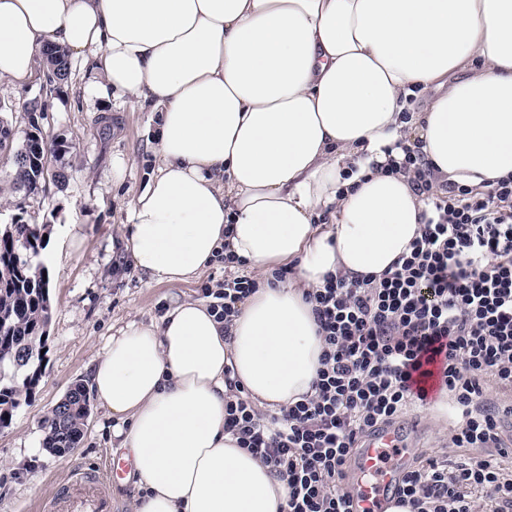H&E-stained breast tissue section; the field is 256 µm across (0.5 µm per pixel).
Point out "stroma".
Returning a JSON list of instances; mask_svg holds the SVG:
<instances>
[{
    "label": "stroma",
    "mask_w": 512,
    "mask_h": 512,
    "mask_svg": "<svg viewBox=\"0 0 512 512\" xmlns=\"http://www.w3.org/2000/svg\"><path fill=\"white\" fill-rule=\"evenodd\" d=\"M91 78L74 61L67 78L56 79L42 59L27 84L0 82V119L12 124L16 143L34 130L49 149L48 173L35 192H9L8 176L0 175V225L36 224L49 233L57 224H79L84 234L77 247L65 237L56 241L41 370L11 425L0 430V512H43L68 473L100 469L114 453L116 422L96 402L77 448L58 458L43 446L44 418L73 384L88 383L112 332L132 321H160L176 303L202 299L203 284L224 278L223 263L214 261L189 281L154 283L125 257L132 201L159 164L148 134L154 115L132 100L114 106L89 98ZM58 144L64 152H55ZM401 424L414 459L439 455L448 443L446 414L411 412Z\"/></svg>",
    "instance_id": "35a3bbf8"
}]
</instances>
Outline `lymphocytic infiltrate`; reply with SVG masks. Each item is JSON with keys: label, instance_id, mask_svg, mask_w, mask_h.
<instances>
[{"label": "lymphocytic infiltrate", "instance_id": "obj_1", "mask_svg": "<svg viewBox=\"0 0 512 512\" xmlns=\"http://www.w3.org/2000/svg\"><path fill=\"white\" fill-rule=\"evenodd\" d=\"M389 173L422 198L420 234L382 277L328 275L307 293L324 350L313 391L272 413L229 381L224 430L288 483L285 512H353L345 469L362 437L423 408L413 390L423 363L440 361L454 412L456 456L426 458L406 472L397 504L410 512H512V450L503 428L512 401V175L476 192L436 187L419 148L403 147ZM245 262L224 256L222 288L203 286L212 313L231 323L257 288Z\"/></svg>", "mask_w": 512, "mask_h": 512}]
</instances>
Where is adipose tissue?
Listing matches in <instances>:
<instances>
[{"label": "adipose tissue", "mask_w": 512, "mask_h": 512, "mask_svg": "<svg viewBox=\"0 0 512 512\" xmlns=\"http://www.w3.org/2000/svg\"><path fill=\"white\" fill-rule=\"evenodd\" d=\"M51 47L91 67L90 97L158 114L124 237L137 272L185 282L228 250L260 276L231 325L184 301L117 329L92 367L143 489L133 512H280L286 480L224 431V377L264 410L311 392L306 291L381 275L420 233L423 201L383 171L399 141L443 182L512 174V0H0V80ZM414 86L432 98L404 122Z\"/></svg>", "instance_id": "ef3b65f1"}]
</instances>
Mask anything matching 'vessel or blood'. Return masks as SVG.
<instances>
[{"label": "vessel or blood", "instance_id": "1", "mask_svg": "<svg viewBox=\"0 0 512 512\" xmlns=\"http://www.w3.org/2000/svg\"><path fill=\"white\" fill-rule=\"evenodd\" d=\"M410 462L403 429L383 427L366 436L354 466L357 512H387ZM131 469L129 459L114 455L104 470L71 476L58 490L56 512H115L109 487Z\"/></svg>", "mask_w": 512, "mask_h": 512}]
</instances>
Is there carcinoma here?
Instances as JSON below:
<instances>
[{
  "label": "carcinoma",
  "mask_w": 512,
  "mask_h": 512,
  "mask_svg": "<svg viewBox=\"0 0 512 512\" xmlns=\"http://www.w3.org/2000/svg\"><path fill=\"white\" fill-rule=\"evenodd\" d=\"M47 58L53 74L65 79L64 52L50 48ZM13 142L12 128L0 120V153L11 154L12 190L33 192L47 175L46 148L31 136L17 149ZM42 247L43 234L36 224H8L0 230V429L11 424L36 381L27 371L40 361L50 311L43 270L32 264ZM88 416V391L76 383L44 421L43 447L55 457H65L83 439Z\"/></svg>",
  "instance_id": "obj_1"
}]
</instances>
